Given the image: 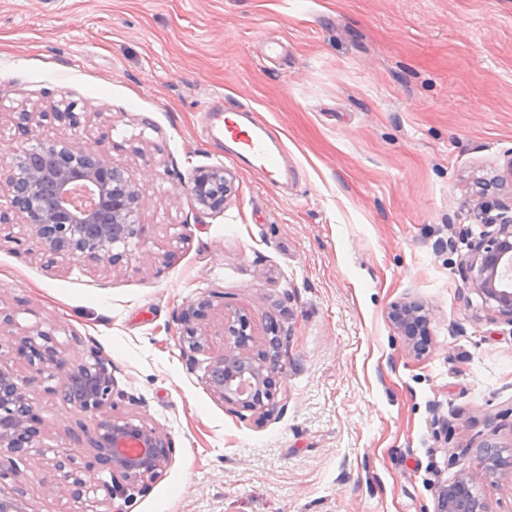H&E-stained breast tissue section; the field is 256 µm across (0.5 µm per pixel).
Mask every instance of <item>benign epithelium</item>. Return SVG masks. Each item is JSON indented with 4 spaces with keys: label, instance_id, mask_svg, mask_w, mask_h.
I'll list each match as a JSON object with an SVG mask.
<instances>
[{
    "label": "benign epithelium",
    "instance_id": "benign-epithelium-1",
    "mask_svg": "<svg viewBox=\"0 0 512 512\" xmlns=\"http://www.w3.org/2000/svg\"><path fill=\"white\" fill-rule=\"evenodd\" d=\"M53 119L68 127H79L72 107L55 112H20L17 126L24 141L8 156L0 155V195L9 198L10 208L0 209V230L12 224L30 228L39 253L47 266L78 258L88 266L119 264L128 254L131 240L140 237V213L144 194L127 176L126 168L110 151L102 148L108 135L91 142L75 134L44 137L39 133L44 121ZM230 192V181L222 167L202 169L194 176L190 193L203 208L222 211ZM479 224L496 225L493 233L474 245L462 267L467 287L480 292L493 309L512 319V203L495 199L481 201L473 211ZM207 301L188 303L180 312L179 345L191 352H209L205 384L218 400L232 407L270 415L275 407L271 379L275 366L264 354L248 353L254 328L240 310L224 313L218 328L223 343L212 348L211 328L203 323ZM389 319L409 349L418 357L432 345L431 313L416 300L391 307ZM43 343L29 335L12 339L14 358L27 366L29 375L20 376L11 360L0 357V448L27 454L36 447L40 418L29 398L28 386L44 372L58 379L54 393L71 408L90 418L85 429L91 445L88 456L70 448L52 458L40 452L35 465L47 474L42 479L44 493L53 495L62 488L82 500L87 482L82 475L112 474L110 498L127 499V488L120 480L144 482L158 476L169 460L166 437L143 420L113 415L115 407L112 376L97 361L81 357H59L38 333ZM494 445H484V456L477 466L498 480L512 481V471L485 466ZM436 512H485L474 497L470 482L461 477L435 487ZM0 512H31L23 495L0 486Z\"/></svg>",
    "mask_w": 512,
    "mask_h": 512
}]
</instances>
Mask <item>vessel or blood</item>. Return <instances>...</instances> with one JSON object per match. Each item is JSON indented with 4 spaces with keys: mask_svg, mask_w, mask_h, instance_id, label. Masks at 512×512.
<instances>
[{
    "mask_svg": "<svg viewBox=\"0 0 512 512\" xmlns=\"http://www.w3.org/2000/svg\"><path fill=\"white\" fill-rule=\"evenodd\" d=\"M206 132L221 141L227 152L243 164L260 172L272 187H279L283 154L269 127L244 104L231 106L211 101Z\"/></svg>",
    "mask_w": 512,
    "mask_h": 512,
    "instance_id": "vessel-or-blood-1",
    "label": "vessel or blood"
}]
</instances>
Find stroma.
Returning <instances> with one entry per match:
<instances>
[{"mask_svg": "<svg viewBox=\"0 0 512 512\" xmlns=\"http://www.w3.org/2000/svg\"><path fill=\"white\" fill-rule=\"evenodd\" d=\"M216 97L251 106L284 150L288 186L206 136ZM75 106L108 134L145 197L120 266L48 267L29 230L0 241L5 334L47 332L58 355L101 359L115 413L166 434L172 453L130 502L96 475L98 512H434V487L468 474L487 512L512 482L476 465L485 443L512 468V322L465 288L461 264L492 232L481 180L512 160V0H0V154L16 113ZM224 167L223 212L187 190ZM250 314L252 352L279 359L278 409L259 418L207 389L208 355L177 336L188 301ZM430 310L418 357L387 318ZM37 446L69 448L86 418L30 389ZM31 457L0 449V484L34 512Z\"/></svg>", "mask_w": 512, "mask_h": 512, "instance_id": "1", "label": "stroma"}]
</instances>
